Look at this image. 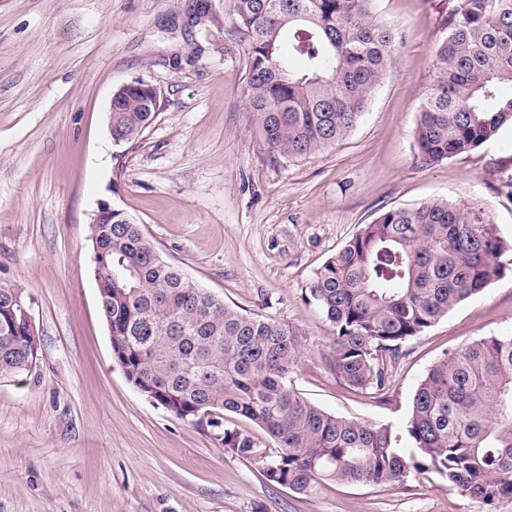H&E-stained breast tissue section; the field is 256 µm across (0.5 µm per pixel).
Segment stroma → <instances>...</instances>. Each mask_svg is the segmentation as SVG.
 Here are the masks:
<instances>
[{
    "label": "stroma",
    "mask_w": 512,
    "mask_h": 512,
    "mask_svg": "<svg viewBox=\"0 0 512 512\" xmlns=\"http://www.w3.org/2000/svg\"><path fill=\"white\" fill-rule=\"evenodd\" d=\"M454 0H376L393 64L357 127L299 160L272 157L246 109L249 59L224 32L227 0H0V287L33 300L35 368L0 383V512H512L448 487L328 484L306 497L257 459L143 396L112 355L88 242L100 201L159 254L244 313L300 326L294 389L326 412L403 431L442 357L512 334V274L408 340L381 391L327 367L330 326L304 300L314 271L383 211L479 202L512 242V130L436 164L417 110ZM141 78L161 109L114 145L108 104Z\"/></svg>",
    "instance_id": "35a3bbf8"
}]
</instances>
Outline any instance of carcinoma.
<instances>
[{
	"label": "carcinoma",
	"mask_w": 512,
	"mask_h": 512,
	"mask_svg": "<svg viewBox=\"0 0 512 512\" xmlns=\"http://www.w3.org/2000/svg\"><path fill=\"white\" fill-rule=\"evenodd\" d=\"M374 0H229L224 27L249 58L246 101L269 152L321 151L359 122L392 64L396 38ZM435 49L415 130L428 164L476 149L512 128V0H456ZM140 80L112 93V141L154 122ZM104 265L98 296L112 353L129 381L182 420L210 417L224 451L257 456L258 442L226 424L243 417L275 443L260 457L272 485L302 495L330 481L398 484L433 472L488 506L512 499V335L446 353L418 385L406 432L328 413L289 386L305 348L301 328L243 313L166 261L140 225L112 207L89 225ZM512 272V245L484 207L444 201L381 212L315 272L305 301L331 327L329 370L353 390L384 388L402 345ZM0 288V381L34 368L36 329Z\"/></svg>",
	"instance_id": "obj_1"
}]
</instances>
